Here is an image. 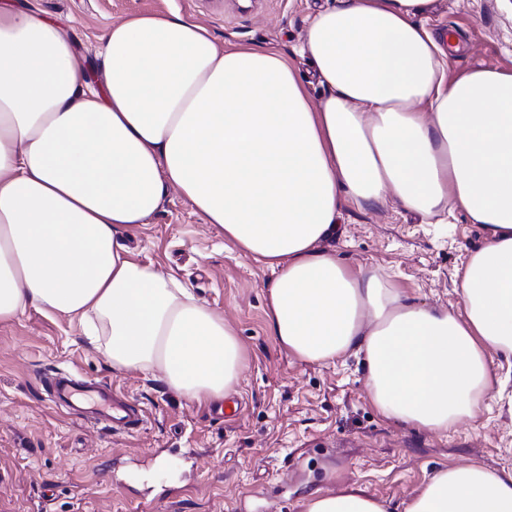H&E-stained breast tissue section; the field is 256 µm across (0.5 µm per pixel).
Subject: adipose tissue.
<instances>
[{
  "label": "adipose tissue",
  "instance_id": "obj_1",
  "mask_svg": "<svg viewBox=\"0 0 512 512\" xmlns=\"http://www.w3.org/2000/svg\"><path fill=\"white\" fill-rule=\"evenodd\" d=\"M431 3L337 0L309 16L314 103L287 52L227 47L159 12L105 31L97 89L54 22L0 0V324L63 315L114 370L223 398L246 361L235 328L127 244L172 186L271 271L282 350L317 365L361 354L386 419L444 434L476 418L492 358L512 356V70L448 79L421 22ZM391 199L481 225L462 312L323 249L344 206ZM300 509L390 512L355 485ZM403 512H512V468L440 469Z\"/></svg>",
  "mask_w": 512,
  "mask_h": 512
}]
</instances>
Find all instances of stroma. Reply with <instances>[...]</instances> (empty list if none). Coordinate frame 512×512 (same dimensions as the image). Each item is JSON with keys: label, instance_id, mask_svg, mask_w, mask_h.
Returning <instances> with one entry per match:
<instances>
[{"label": "stroma", "instance_id": "obj_1", "mask_svg": "<svg viewBox=\"0 0 512 512\" xmlns=\"http://www.w3.org/2000/svg\"><path fill=\"white\" fill-rule=\"evenodd\" d=\"M327 0H33L73 44L89 78L101 81L99 38L113 24L175 13L221 43L266 46L292 55L312 101L322 88L298 55L306 19ZM425 26L448 36L449 76L512 68V0H435ZM484 241L480 225L456 212L438 224L396 201L344 208L324 247L350 263L393 273L397 287L426 304L461 310L458 270ZM128 245L136 259L175 276L235 326L247 361L233 396L187 400L151 372L113 370L100 347L68 320L28 309L0 325V512H300L318 488L354 483L393 512L439 469L512 466V404L447 435L383 418L372 406L357 357L331 366L302 363L279 349L266 327L269 270L241 256L194 205L168 190ZM76 375L127 395L146 415L141 429L115 433L92 415L56 406L45 380ZM166 474H157L160 461Z\"/></svg>", "mask_w": 512, "mask_h": 512}]
</instances>
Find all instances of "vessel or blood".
<instances>
[{
  "instance_id": "1",
  "label": "vessel or blood",
  "mask_w": 512,
  "mask_h": 512,
  "mask_svg": "<svg viewBox=\"0 0 512 512\" xmlns=\"http://www.w3.org/2000/svg\"><path fill=\"white\" fill-rule=\"evenodd\" d=\"M52 394L62 405L78 409L85 400H93L98 411L110 427L116 431L133 432L144 422V414L129 406L123 395L111 392L107 387L95 386L65 373L56 374L51 381Z\"/></svg>"
}]
</instances>
